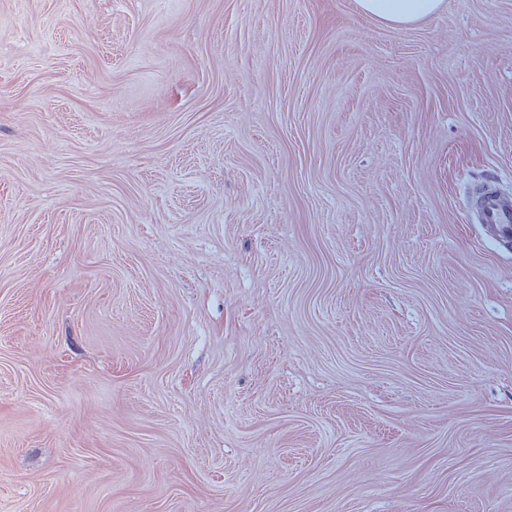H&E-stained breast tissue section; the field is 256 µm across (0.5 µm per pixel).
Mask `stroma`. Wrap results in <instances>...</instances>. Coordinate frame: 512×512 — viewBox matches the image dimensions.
I'll list each match as a JSON object with an SVG mask.
<instances>
[{"instance_id": "1", "label": "stroma", "mask_w": 512, "mask_h": 512, "mask_svg": "<svg viewBox=\"0 0 512 512\" xmlns=\"http://www.w3.org/2000/svg\"><path fill=\"white\" fill-rule=\"evenodd\" d=\"M512 0H0V512H512ZM444 0H357L361 12L394 27H405L438 13ZM500 180L491 178L481 184L474 200L475 223L489 229V238L503 244L512 238V196L503 193Z\"/></svg>"}]
</instances>
